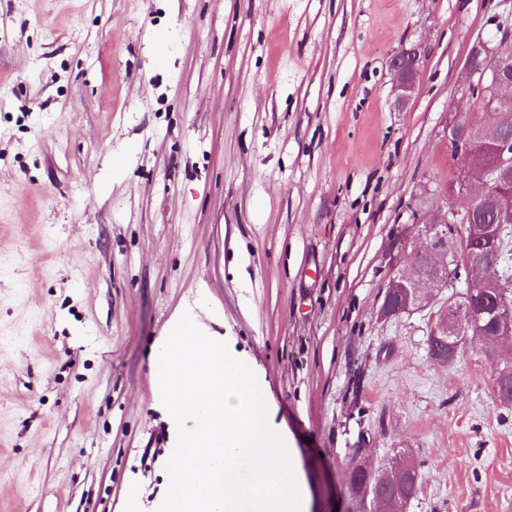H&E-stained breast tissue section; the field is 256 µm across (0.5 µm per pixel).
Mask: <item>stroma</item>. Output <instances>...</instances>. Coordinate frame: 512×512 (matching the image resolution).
I'll use <instances>...</instances> for the list:
<instances>
[{
	"instance_id": "obj_1",
	"label": "stroma",
	"mask_w": 512,
	"mask_h": 512,
	"mask_svg": "<svg viewBox=\"0 0 512 512\" xmlns=\"http://www.w3.org/2000/svg\"><path fill=\"white\" fill-rule=\"evenodd\" d=\"M506 27L512 0H0V512H156L151 348L186 307L263 382L308 512L405 450L406 512H512V344L438 364L430 311L379 317ZM425 56L426 51L421 45H413L401 48L390 57L388 66L394 76L399 105H403L414 90Z\"/></svg>"
}]
</instances>
